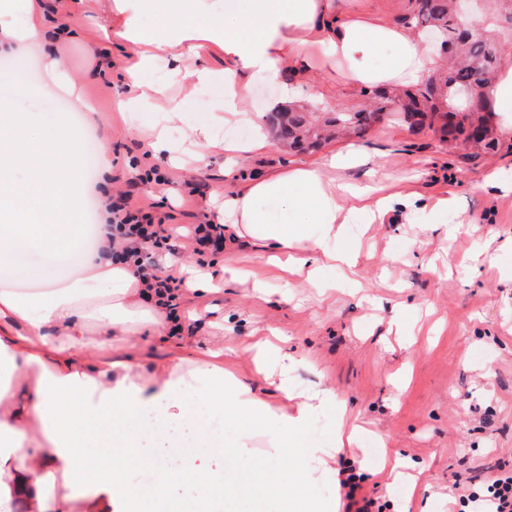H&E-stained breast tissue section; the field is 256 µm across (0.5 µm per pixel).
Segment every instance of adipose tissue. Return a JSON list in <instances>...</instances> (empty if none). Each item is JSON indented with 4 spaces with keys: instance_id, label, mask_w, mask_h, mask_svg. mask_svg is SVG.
I'll use <instances>...</instances> for the list:
<instances>
[{
    "instance_id": "ef3b65f1",
    "label": "adipose tissue",
    "mask_w": 512,
    "mask_h": 512,
    "mask_svg": "<svg viewBox=\"0 0 512 512\" xmlns=\"http://www.w3.org/2000/svg\"><path fill=\"white\" fill-rule=\"evenodd\" d=\"M148 12L176 24L146 32L141 18ZM112 13L115 35L138 57L145 75L136 95L119 102V111L149 112L164 96L165 84L150 77L156 50L192 62L187 75L198 85L211 76L199 63L203 47L223 51V105L189 129L199 163L217 150L239 162L267 148L264 123L252 119L248 108L254 77L283 82L295 102L323 104L328 79L360 89L398 88L421 81L441 62L414 29L352 12L340 0H113ZM61 36L46 0H0V49ZM481 94L490 111L506 115L500 129L512 134V48L502 51L496 77ZM247 120L254 125L247 143L221 137L224 127ZM4 126L10 133L0 135V512H8L14 498L34 512H143L126 456L137 454L145 464L151 458L128 426L145 420L153 430L172 428L184 417L187 396L223 407L229 418L246 424L238 448H248L257 431L270 448L294 447L295 467L266 463L268 478L288 480L285 512H319L317 499L302 491L331 474V460L338 449L351 447L354 435L339 424L331 447H305L306 424L335 407L336 393L296 392L292 356L280 358L277 390L293 407L278 412L210 358L170 356L144 373L129 355L133 338L146 327L164 335L167 322L160 306L144 308L142 286L128 265L88 253L75 275L43 290L18 289L10 265L19 250L65 255L84 240V193L74 177L77 146L67 114H56L52 143L39 146L33 138L42 127L41 113L1 112ZM366 160L352 149L332 155L321 168L254 175L240 192L225 196L224 229L233 241L293 251L303 265L350 261L357 243L340 249L332 244L342 214L394 203L389 196L375 197L374 186L337 183L335 170ZM270 202L295 213L297 223L275 221L266 208ZM313 224L322 226L323 238H311ZM79 424L111 439L116 452L104 465L79 462Z\"/></svg>"
}]
</instances>
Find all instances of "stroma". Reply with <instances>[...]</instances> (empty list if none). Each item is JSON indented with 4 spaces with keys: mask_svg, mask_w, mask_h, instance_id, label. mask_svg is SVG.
Returning <instances> with one entry per match:
<instances>
[{
    "mask_svg": "<svg viewBox=\"0 0 512 512\" xmlns=\"http://www.w3.org/2000/svg\"><path fill=\"white\" fill-rule=\"evenodd\" d=\"M112 0H85L73 10L69 0H57L56 20L71 27L66 40H41L0 52V105L8 104L16 84L36 91L45 116L70 112L79 140L96 136L112 145L113 168L81 173L87 189L84 208L95 214L104 198L133 192L157 197L154 185L127 174L130 159L141 156L147 140L116 119V104L130 93L134 62L112 36ZM112 55L113 68L98 74L101 51ZM53 56L81 89L74 99L50 87L43 61ZM154 79L164 81L169 95L183 105V122L169 129L183 140L188 126L207 120L224 101V54L208 47L202 62L211 69L208 82L192 86L174 71L167 51H159ZM96 117L86 120L85 106ZM341 139L313 153H294L278 143L253 156L248 172L284 166H314L346 151ZM368 164L337 171L340 182L367 184L372 171L387 174L388 193L412 201L384 221L355 218L350 240L361 242L354 268L323 267L317 281L272 267L268 253L247 241L225 248L208 270L221 278L225 268L251 272L264 284L225 282L216 293L184 295L187 313L180 335L161 338L146 331L133 349L144 370L172 354L197 358L223 349L232 366L255 384L264 399L276 404L280 395L257 378L245 345L279 331L285 347L298 359L291 375L300 391L335 390L351 421L360 431L353 447L337 454L334 466L356 461L365 476L364 492L376 493L383 512H456L448 487L455 474L482 481L497 465L512 466V154H485L468 146H450L430 131L412 132L407 125L384 119L360 139ZM184 189L186 181L204 186L203 196L186 203L175 226L199 223L216 215L225 193L237 190L224 175V157L211 156L208 166H172L165 157L150 156ZM452 197L453 210L428 216L423 203ZM457 225L447 239L449 225ZM375 448L405 461L403 476L383 469ZM270 450L255 436L246 454H221L212 447L180 449L191 457L180 478L168 483L165 473L128 458L129 477L169 484L167 494L146 499V512H168L178 501L184 512H195L197 479L213 473L239 489L237 501L211 492L206 512H252L253 465Z\"/></svg>",
    "mask_w": 512,
    "mask_h": 512,
    "instance_id": "stroma-1",
    "label": "stroma"
}]
</instances>
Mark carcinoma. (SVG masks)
Segmentation results:
<instances>
[{"label":"carcinoma","mask_w":512,"mask_h":512,"mask_svg":"<svg viewBox=\"0 0 512 512\" xmlns=\"http://www.w3.org/2000/svg\"><path fill=\"white\" fill-rule=\"evenodd\" d=\"M411 21L426 32L444 36L447 62L425 82L399 92L372 89L364 92L370 104L362 108L341 107L332 112H312L290 104L269 113L273 138L290 149H315L343 134L363 136L376 122L396 111L415 133L427 128L442 140L496 151L492 113L480 95H473L463 108H450L447 97L460 93L481 80L488 83L497 67V44L482 23L479 31L462 18L454 0H415Z\"/></svg>","instance_id":"1"}]
</instances>
